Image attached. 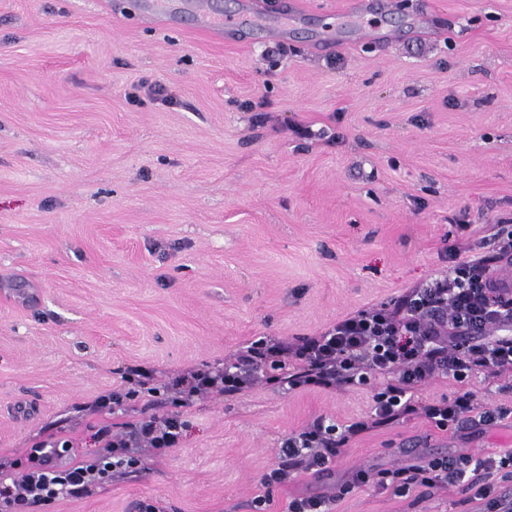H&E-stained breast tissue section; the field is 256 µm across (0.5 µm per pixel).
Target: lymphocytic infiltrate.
I'll list each match as a JSON object with an SVG mask.
<instances>
[{"instance_id":"obj_1","label":"lymphocytic infiltrate","mask_w":512,"mask_h":512,"mask_svg":"<svg viewBox=\"0 0 512 512\" xmlns=\"http://www.w3.org/2000/svg\"><path fill=\"white\" fill-rule=\"evenodd\" d=\"M488 253L463 257L448 253L446 276L406 289L395 300L360 308L311 336L263 337L238 348L224 368H199L175 378L164 388L151 386L152 372L141 366L120 371L126 392L102 395L101 404L121 398L154 400L160 392L174 395L176 406H188L206 393L241 394L261 381L266 369L289 390H333L364 386L380 377L369 415L343 424L320 416L284 438L279 461L263 475L270 487L294 475L331 471L353 438L413 416L446 428L471 418L494 422L499 414L481 409L467 381L475 375L497 378L512 372V280L499 277L502 261H512V230L494 237ZM452 377L460 388L453 397L423 400L418 392L434 378ZM186 428L178 414L149 416L102 426L101 449L91 458H71L68 442L56 440L31 449L21 478L0 476V512H38L40 507L109 481L115 473L140 465L136 449L161 455L179 447ZM69 457L68 465L57 458ZM512 478V448L485 457L455 454L394 468L361 469L341 486V493L369 486L405 495L410 489L462 487L478 502L479 512H512V497L493 494L494 476Z\"/></svg>"}]
</instances>
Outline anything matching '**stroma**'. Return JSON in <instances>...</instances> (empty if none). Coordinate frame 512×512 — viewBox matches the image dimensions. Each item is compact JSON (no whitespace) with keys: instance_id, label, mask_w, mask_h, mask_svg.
<instances>
[{"instance_id":"stroma-1","label":"stroma","mask_w":512,"mask_h":512,"mask_svg":"<svg viewBox=\"0 0 512 512\" xmlns=\"http://www.w3.org/2000/svg\"><path fill=\"white\" fill-rule=\"evenodd\" d=\"M144 2L0 0V462L21 476L51 437L90 457L101 426L177 412L180 448L43 512H286L312 494L333 512H474L458 487L339 488L361 467L512 448V374L469 381L507 409L493 424L413 417L269 489L283 439L368 413L371 387L98 398L118 368L161 387L389 302L446 248L491 251L512 222V0H389L362 31L336 24L347 0H301L287 39L251 43ZM145 81L165 99L131 101Z\"/></svg>"}]
</instances>
